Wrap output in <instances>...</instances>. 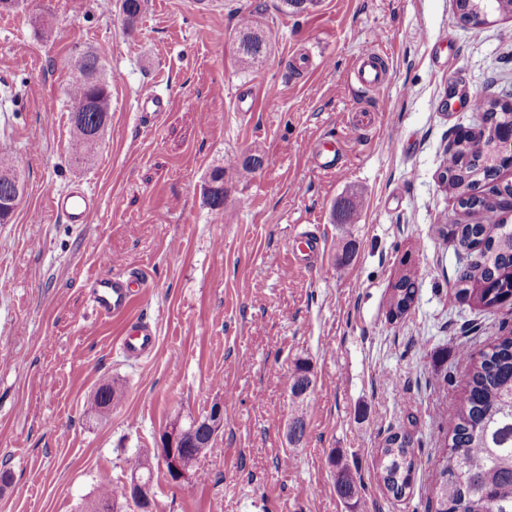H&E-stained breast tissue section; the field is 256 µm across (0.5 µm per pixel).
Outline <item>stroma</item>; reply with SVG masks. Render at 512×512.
Segmentation results:
<instances>
[{"label": "stroma", "mask_w": 512, "mask_h": 512, "mask_svg": "<svg viewBox=\"0 0 512 512\" xmlns=\"http://www.w3.org/2000/svg\"><path fill=\"white\" fill-rule=\"evenodd\" d=\"M260 11L270 52L239 64L241 14ZM388 63L360 87L366 45ZM113 76L94 155L70 160L67 90L81 53ZM0 154L19 160L26 193L0 224V512H83L102 473L130 479L128 458L155 448L177 418L235 401L201 479L153 468L149 512H435L448 412L468 371L458 350L512 331V305L479 309L453 296L458 255L446 232L465 222L438 175L453 130L479 113L461 91H512V18L462 25L455 0H147L134 29L99 0H21L0 13ZM173 98L152 120L141 93ZM322 140L339 172L301 151ZM261 154L263 165H247ZM224 170V206L205 190ZM82 182L97 212L68 224L51 194ZM360 199L356 216L343 210ZM305 232L317 263H291ZM135 273L138 301L103 320L87 281L103 254ZM417 274L409 312L387 298L403 267ZM156 326L148 359L122 352L126 321ZM311 366L307 433L287 436L288 373ZM451 382H443L444 374ZM120 388L105 416L89 400ZM408 435L423 467L407 499L375 479L378 450ZM362 489L336 490L335 458Z\"/></svg>", "instance_id": "obj_1"}]
</instances>
